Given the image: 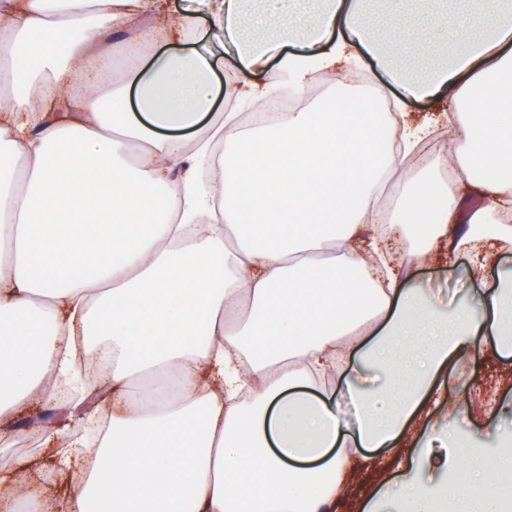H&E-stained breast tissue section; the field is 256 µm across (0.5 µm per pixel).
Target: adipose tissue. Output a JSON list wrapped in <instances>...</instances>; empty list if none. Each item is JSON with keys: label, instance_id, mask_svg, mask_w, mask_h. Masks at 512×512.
Listing matches in <instances>:
<instances>
[{"label": "adipose tissue", "instance_id": "ef3b65f1", "mask_svg": "<svg viewBox=\"0 0 512 512\" xmlns=\"http://www.w3.org/2000/svg\"><path fill=\"white\" fill-rule=\"evenodd\" d=\"M245 2L210 0L147 35L136 24L157 0H0V437L69 385L83 336L88 353L112 347V435L55 512H334L359 469L378 475L363 512L389 497L436 512L465 493L478 512H512L510 444L485 462L461 453L475 469L463 483L374 456L416 448L447 470L449 380L476 343L512 349L496 259L512 225L487 221L512 204V8L488 23L471 0L452 19L423 0L380 17L361 0ZM211 28L236 48L229 99H263L284 75L305 92L363 52L381 69L425 59L427 77L400 84L466 105L446 163L484 207L459 223L455 195L410 161L432 124L405 111L384 136L368 101L341 95L256 125L215 111L213 61L186 49ZM151 36L164 51L106 85ZM131 96L135 109L111 112ZM392 168L383 235L368 214ZM439 244L481 282L451 309L412 278Z\"/></svg>", "mask_w": 512, "mask_h": 512}]
</instances>
